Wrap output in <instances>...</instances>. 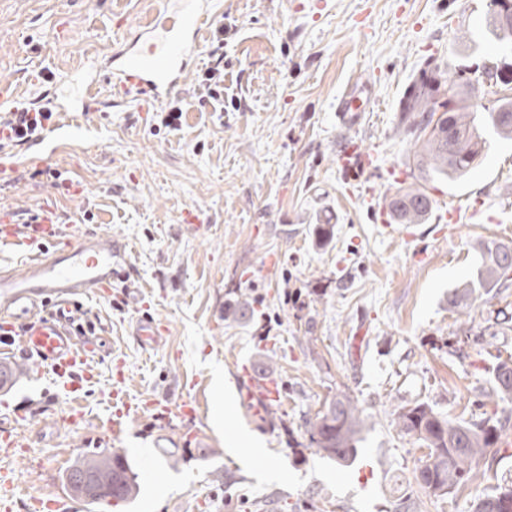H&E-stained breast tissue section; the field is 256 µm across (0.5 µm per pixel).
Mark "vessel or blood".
<instances>
[{"instance_id":"obj_1","label":"vessel or blood","mask_w":512,"mask_h":512,"mask_svg":"<svg viewBox=\"0 0 512 512\" xmlns=\"http://www.w3.org/2000/svg\"><path fill=\"white\" fill-rule=\"evenodd\" d=\"M208 0H166L162 11L142 26L132 41L122 43L106 61L89 63L82 73L67 74L59 84L65 95L50 99L53 112H93L100 83L153 102L167 101L175 87L195 65L202 47V32L211 21ZM372 96L365 86L343 92L336 110L342 121H354L369 111ZM30 243L52 244L53 255L36 257L22 272L0 273V358L13 356L15 346L36 358L60 377H70L68 392L79 391L75 377L100 352L97 337L73 331L75 297L101 295L112 282V247L84 237L60 244L59 215L54 205L43 204L28 224ZM166 328L150 318L136 323L135 336L142 348L154 349L165 340ZM246 399L268 409L278 400L275 382L249 377Z\"/></svg>"}]
</instances>
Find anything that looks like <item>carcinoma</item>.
Segmentation results:
<instances>
[{"label": "carcinoma", "instance_id": "carcinoma-1", "mask_svg": "<svg viewBox=\"0 0 512 512\" xmlns=\"http://www.w3.org/2000/svg\"><path fill=\"white\" fill-rule=\"evenodd\" d=\"M486 24L502 39L512 36V15L490 14ZM405 95L404 110L412 113L411 129L423 146L418 166L441 177L466 175L487 143L476 113L455 99L450 110L437 113V101L425 86L417 83ZM486 111L493 130L500 136L512 138V100L497 98ZM431 203L424 189H401L389 202L390 217L398 224H418L429 215ZM479 252L481 265L477 280L454 290L449 299L454 308L465 306L476 289H493L512 278V246L492 240L479 243ZM490 395L512 404V354L498 358ZM396 420L402 430L415 436L428 449L416 480L423 489L439 496L477 479L479 462L507 435L512 422L508 416L494 423L488 418L454 421L436 413L425 402L401 409ZM363 425L361 410L347 396L338 395L311 423L310 440L323 456L345 465L356 456ZM75 473L96 474L111 480L112 499L118 502L131 503L140 492L135 466L118 448L86 451L67 471L66 484L70 489ZM506 493L512 496V485L506 483L493 488L477 501L475 512H502L501 496Z\"/></svg>", "mask_w": 512, "mask_h": 512}]
</instances>
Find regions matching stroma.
I'll return each mask as SVG.
<instances>
[{
  "label": "stroma",
  "mask_w": 512,
  "mask_h": 512,
  "mask_svg": "<svg viewBox=\"0 0 512 512\" xmlns=\"http://www.w3.org/2000/svg\"><path fill=\"white\" fill-rule=\"evenodd\" d=\"M203 53L171 98L139 111V99L107 100L89 115L59 114L52 152L20 143L0 151V209L28 221L56 201L65 238L111 243L117 274L104 299H82L105 351L81 376L84 419L68 416L63 382L16 354L25 373L0 389V416L20 410L26 447L0 452V471L23 489L64 497L88 512L65 473L88 448H120L134 462V504L98 512H474L484 491L512 480L508 456L450 495L424 491L415 470L427 453L396 414L429 404L453 420L495 417L482 401L500 353H512V286L476 290L466 315L455 288L475 280L477 242L512 243V139L488 132L462 178L431 182L400 104L424 63L470 77L463 104L491 96L477 77L512 76V39L485 22L490 0H211ZM160 0H0V85L43 105L50 83L109 56ZM123 14L125 33L115 32ZM219 70L220 82L207 74ZM375 106L352 123L337 101L353 82ZM182 115L167 124L171 108ZM410 173L430 186L433 209L454 224H398L387 203ZM168 328L145 351L137 319ZM277 379L280 401L263 413L245 400L240 374ZM195 394L204 411L177 412ZM168 401L109 432L111 404ZM367 427L347 466L310 443L309 424L336 395ZM256 434L259 455L234 450L232 434ZM284 461L288 477L267 474Z\"/></svg>",
  "instance_id": "obj_1"
}]
</instances>
